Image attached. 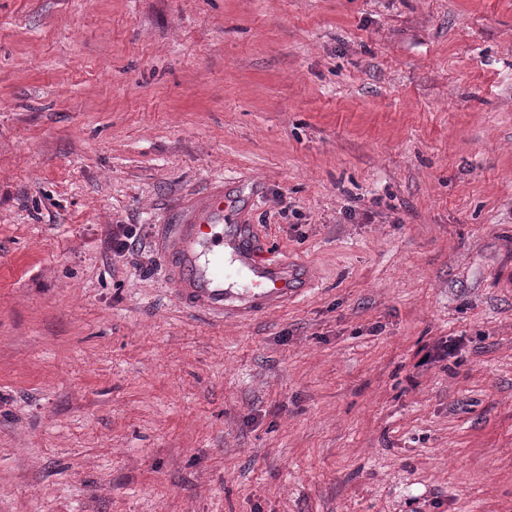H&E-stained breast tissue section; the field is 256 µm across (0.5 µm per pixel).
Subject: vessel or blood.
I'll use <instances>...</instances> for the list:
<instances>
[{"label":"vessel or blood","instance_id":"vessel-or-blood-1","mask_svg":"<svg viewBox=\"0 0 512 512\" xmlns=\"http://www.w3.org/2000/svg\"><path fill=\"white\" fill-rule=\"evenodd\" d=\"M160 250L176 298L219 318L253 316L313 285L310 270L274 258L220 182L177 203L173 223L161 228Z\"/></svg>","mask_w":512,"mask_h":512}]
</instances>
